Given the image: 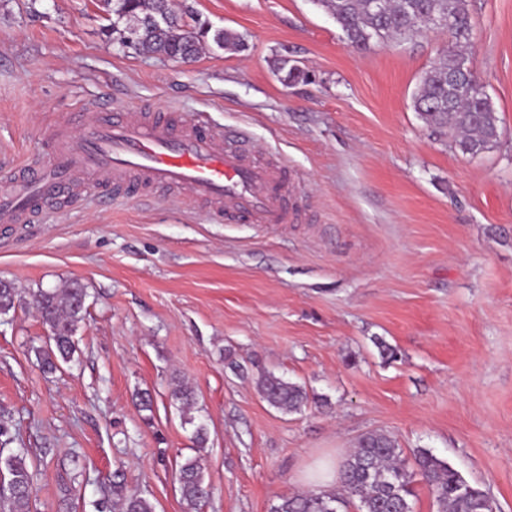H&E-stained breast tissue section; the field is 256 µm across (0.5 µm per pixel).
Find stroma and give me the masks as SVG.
<instances>
[{
    "label": "stroma",
    "mask_w": 512,
    "mask_h": 512,
    "mask_svg": "<svg viewBox=\"0 0 512 512\" xmlns=\"http://www.w3.org/2000/svg\"><path fill=\"white\" fill-rule=\"evenodd\" d=\"M194 6L244 50L210 42L177 62L121 47L100 0H0V176L47 155L56 120L105 102L245 128L287 162L302 210L225 224L170 191L90 188L0 225V278L20 295L73 280L89 294L77 358L52 374L36 310L0 318V418L39 470L33 512H93L119 466L155 512H185L175 464L194 455L213 490L201 512H269L370 431L407 458L429 449L512 512V0H468L501 127L475 158L413 106L446 30L358 50L318 0ZM283 58L304 79L283 83ZM265 372L308 405L271 407ZM176 380L197 394L205 448L169 398Z\"/></svg>",
    "instance_id": "1"
}]
</instances>
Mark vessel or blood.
I'll list each match as a JSON object with an SVG mask.
<instances>
[{
    "label": "vessel or blood",
    "instance_id": "vessel-or-blood-1",
    "mask_svg": "<svg viewBox=\"0 0 512 512\" xmlns=\"http://www.w3.org/2000/svg\"><path fill=\"white\" fill-rule=\"evenodd\" d=\"M87 128L77 134L76 125ZM44 159L22 164L0 181V224H25L74 188L95 179L127 193L165 189L188 193L220 221L294 224V180L275 155L258 159L241 128L176 125L146 113L99 108L55 121Z\"/></svg>",
    "mask_w": 512,
    "mask_h": 512
}]
</instances>
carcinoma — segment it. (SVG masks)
<instances>
[{
    "label": "carcinoma",
    "mask_w": 512,
    "mask_h": 512,
    "mask_svg": "<svg viewBox=\"0 0 512 512\" xmlns=\"http://www.w3.org/2000/svg\"><path fill=\"white\" fill-rule=\"evenodd\" d=\"M341 28L348 45L362 49L374 38L414 36L432 17L450 24L448 48L440 52L422 76L413 95L414 109L430 127L455 134V146L478 157L495 147L501 137L499 120L483 83L475 75L468 48L475 40V25L467 0H318ZM112 24L131 22L136 44L149 55L183 62L195 59L207 38L219 48L241 45L238 34L211 27L201 21L189 5L180 11L170 0H103ZM87 289L78 281L62 288H39L29 292V304L39 313L49 335L35 353L43 368L55 371L75 360V332L83 320ZM16 288H0V316L15 309ZM262 398L284 412L302 410L305 390L273 373L257 382ZM170 398L194 426L193 441L202 448L208 440L207 425L193 416L196 399L188 386L177 383ZM13 438L0 424V512H32L34 472L25 448H12ZM420 478L432 490L438 512H492L493 501L485 491L466 482L447 462L428 449L403 457L396 441L382 432L361 436L339 468V487L311 490L280 499L270 512H343L351 500L359 501V512H413L412 484ZM177 481L186 512H197L209 497L204 466L199 456L178 464ZM96 512H154L153 503L127 490L121 471L113 473L112 486L93 503Z\"/></svg>",
    "instance_id": "carcinoma-1"
}]
</instances>
